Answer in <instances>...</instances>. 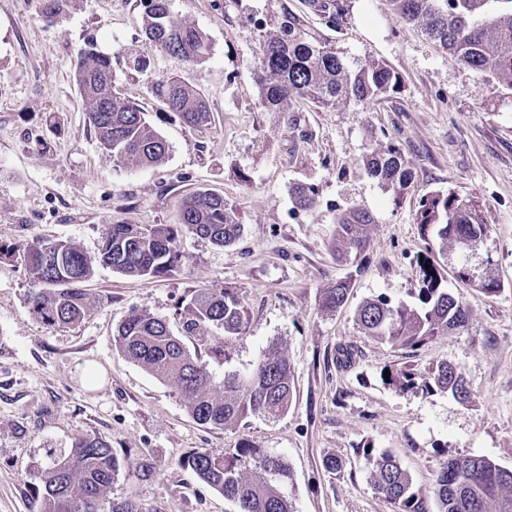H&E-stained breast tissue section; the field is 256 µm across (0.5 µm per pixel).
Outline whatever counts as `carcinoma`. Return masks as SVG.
<instances>
[{"instance_id":"cac0c4a2","label":"carcinoma","mask_w":512,"mask_h":512,"mask_svg":"<svg viewBox=\"0 0 512 512\" xmlns=\"http://www.w3.org/2000/svg\"><path fill=\"white\" fill-rule=\"evenodd\" d=\"M398 18L420 29L448 53V57L476 70H490L497 82L512 90V0H389ZM142 30L146 40L185 64H200L209 54V42L200 29L174 22L170 0H143ZM75 84L89 127L103 152L117 163L132 161L153 166L165 162L169 146L136 101L121 97L112 87V58L89 42L79 51ZM256 83L260 104L267 112H286L292 99L309 100L320 107L339 101L374 103L397 90L398 78L383 62L368 61L350 67L337 53L306 36L296 21H285L279 33L260 45ZM151 94L178 114L189 128L211 122L206 97L176 76L151 87ZM367 175L399 196L409 187L412 172L399 146L392 142L370 149L363 157ZM292 201L300 210L317 202L314 185L298 183ZM415 221L425 241H437L438 251L426 247L419 261L422 273L418 304L379 296L356 310L358 325L369 336L409 349H419L450 330L468 325L469 312L447 288L448 277L437 259L455 243L466 259L454 268L458 281L493 296L503 287L496 271L470 263L478 244L487 238L489 225L469 200L448 191H430L418 201ZM372 216L350 208L336 218V256L357 262L363 269L369 246ZM226 247L242 235L235 209L224 197L197 191L186 197L175 224L108 225L98 252L62 240L0 242V259L20 264L42 289L28 299L31 313L48 325H75L90 312L91 301L83 284L97 265H106L127 277L164 278L180 261L182 231ZM352 278L323 289L321 308L335 311L345 305ZM191 328L216 325L224 335L242 332L245 314L239 297L227 288L194 291L189 301ZM116 348L130 361L161 380L175 383L192 417L202 425L223 427L252 416L278 418L291 408L294 378L290 362L274 344L246 373H227L216 384L207 367L190 353L168 323L158 317L131 312L119 325ZM388 384L425 393H451L461 402L469 390L461 370L446 362L429 374L389 373ZM372 467L374 489L397 504L398 512H426L425 496L391 453L363 451ZM208 487L237 505V512H294L282 492L291 477L279 456L244 442L231 452L192 451L179 461ZM120 463L109 441L95 435L75 439L70 452L42 476V512H140L133 498L109 497ZM431 493L437 512H512V470L487 458L463 456L445 460Z\"/></svg>"}]
</instances>
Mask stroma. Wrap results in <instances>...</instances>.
<instances>
[{
    "mask_svg": "<svg viewBox=\"0 0 512 512\" xmlns=\"http://www.w3.org/2000/svg\"><path fill=\"white\" fill-rule=\"evenodd\" d=\"M343 2L331 24L308 0H171L173 19L204 31L210 45L205 62L181 65L145 41L141 0H75L53 21L42 0H0V241L62 239L93 254L107 224L176 223L183 198L199 190L223 195L244 224L227 247L182 233L178 268L166 278L98 266L87 284L94 304L75 326L32 315L26 299L36 282L0 261V512H40L45 468L82 435L111 443L120 469L110 496L136 498L141 512H236L179 460L243 441L289 464L284 491L295 512H396L372 487L367 447L395 455L423 492L447 459L482 456L512 469V91L491 71L452 61L388 0ZM291 16L349 65L386 63L397 90L367 105L324 109L296 99L287 114L263 111L256 57L263 37ZM90 40L112 58L114 91L137 100L166 140L162 164H116L100 149L73 79ZM175 72L205 95L208 127H186L149 94L150 83ZM388 140L413 173L399 196L361 163ZM298 182L318 187L313 211H294ZM431 190L456 192L481 211L491 232L477 258L491 260L502 288L488 296L449 279L468 326L411 351L366 335L355 311L377 296L416 302L426 243L414 211ZM350 206L373 217L360 273L331 251L336 216ZM346 277L347 304L322 310L323 289ZM204 288L239 296L242 334L187 330V304ZM134 310L167 320L218 383L278 344L293 368L292 407L277 419L198 424L173 382L116 349L113 335ZM444 361L462 370L467 402L400 391L381 377ZM329 458L340 462L336 472L325 469Z\"/></svg>",
    "mask_w": 512,
    "mask_h": 512,
    "instance_id": "stroma-1",
    "label": "stroma"
}]
</instances>
